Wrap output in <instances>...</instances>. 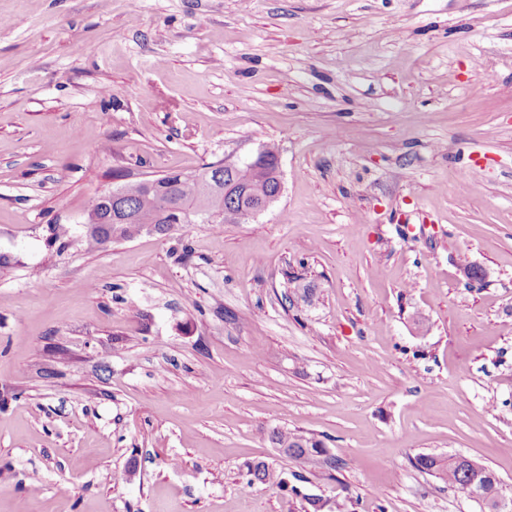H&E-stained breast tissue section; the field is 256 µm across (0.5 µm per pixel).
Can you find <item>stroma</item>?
<instances>
[{
	"instance_id": "obj_1",
	"label": "stroma",
	"mask_w": 512,
	"mask_h": 512,
	"mask_svg": "<svg viewBox=\"0 0 512 512\" xmlns=\"http://www.w3.org/2000/svg\"><path fill=\"white\" fill-rule=\"evenodd\" d=\"M266 142L280 200L190 258L87 248L115 171ZM421 454L512 495V0H0V512H482ZM267 436L275 448H287L288 452H291L286 458L299 462H301V458L306 452L325 448L324 442L313 435L307 436L301 432L280 427L270 428ZM435 454H422L416 458V465L427 472L440 475L448 483V489L457 495L475 501L487 509L493 505L494 498L501 494L500 481L496 474L483 464L475 461L473 464L459 463L453 457ZM477 493L480 500L474 499ZM245 468V475L248 484H271L276 485L279 488H287L288 486V483L285 478L282 477V474L263 461L247 463Z\"/></svg>"
}]
</instances>
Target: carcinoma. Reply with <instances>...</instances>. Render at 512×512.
Here are the masks:
<instances>
[{"instance_id":"cac0c4a2","label":"carcinoma","mask_w":512,"mask_h":512,"mask_svg":"<svg viewBox=\"0 0 512 512\" xmlns=\"http://www.w3.org/2000/svg\"><path fill=\"white\" fill-rule=\"evenodd\" d=\"M278 165V146L274 143L263 144V161L240 170H221L223 184L231 187L221 198L211 200L194 183L181 180V173L168 172L157 177L159 187L175 186L180 200L187 203L197 215L190 217L183 213L164 215L163 203L155 192H148L142 181H131L121 185L125 201L132 210L133 222L130 224H94L86 230L87 244L92 248L103 249L114 241L128 240L143 230L156 229L157 232L173 236L178 235V244L183 254L190 252L188 240L180 235L191 222L202 221V207L214 210L233 209L237 206L257 207L271 198L277 190L273 174ZM269 441L276 448L290 451L288 458L299 461L307 452L324 447V442L315 436H307L298 431L273 427L268 430ZM416 465L427 472L440 475L448 483V489L457 495L473 499L480 496L479 504L489 510L494 498L501 493L500 481L496 474L483 464L460 463L453 456L444 457L435 454H422L416 458ZM247 484H271L279 488L288 486L282 474L267 463L253 462L245 465Z\"/></svg>"}]
</instances>
